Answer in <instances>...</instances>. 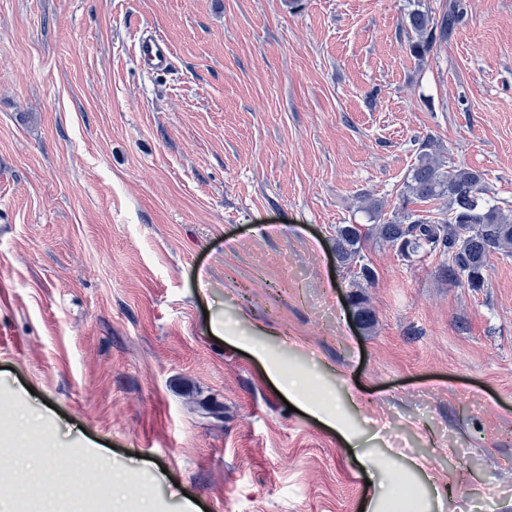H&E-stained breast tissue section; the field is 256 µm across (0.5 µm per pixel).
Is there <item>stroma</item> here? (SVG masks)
I'll use <instances>...</instances> for the list:
<instances>
[{
  "mask_svg": "<svg viewBox=\"0 0 512 512\" xmlns=\"http://www.w3.org/2000/svg\"><path fill=\"white\" fill-rule=\"evenodd\" d=\"M462 2L422 64L403 18L448 0H0L11 512L40 448L68 482L33 512H68L79 460L129 478L113 512H512V255L472 289L371 238L356 289L334 254L368 202L390 217L426 140L512 209V0ZM155 34L173 66L150 74L136 47ZM220 318L252 347L216 341ZM272 366L343 416L374 479Z\"/></svg>",
  "mask_w": 512,
  "mask_h": 512,
  "instance_id": "obj_1",
  "label": "stroma"
}]
</instances>
